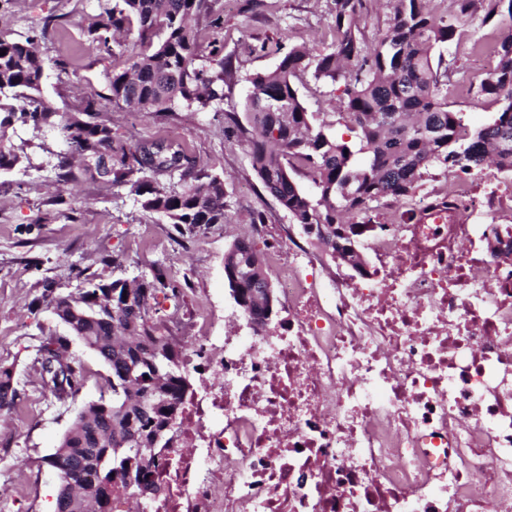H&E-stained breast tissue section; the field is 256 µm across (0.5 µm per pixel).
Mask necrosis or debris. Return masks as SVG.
Returning <instances> with one entry per match:
<instances>
[{
	"mask_svg": "<svg viewBox=\"0 0 512 512\" xmlns=\"http://www.w3.org/2000/svg\"><path fill=\"white\" fill-rule=\"evenodd\" d=\"M383 209L363 269L275 249L287 320L185 356L153 512H512V170Z\"/></svg>",
	"mask_w": 512,
	"mask_h": 512,
	"instance_id": "1",
	"label": "necrosis or debris"
}]
</instances>
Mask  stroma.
<instances>
[{"label":"stroma","mask_w":512,"mask_h":512,"mask_svg":"<svg viewBox=\"0 0 512 512\" xmlns=\"http://www.w3.org/2000/svg\"><path fill=\"white\" fill-rule=\"evenodd\" d=\"M99 0H0V37L38 36L45 62L42 94L57 112L93 107L124 143L162 141L184 153L190 174L205 172L224 182L223 223L187 232L142 208L128 186L62 170L59 131L32 135L17 129L28 163L0 176V364L14 366L20 397L15 410L0 415V512H55L58 474L45 461L78 411L99 397H111L105 365L78 340L69 352L84 382L75 397L52 400L45 387L37 346L64 334L48 307L32 301L45 286L68 293L90 280H138L162 272L165 290L155 316L166 335L205 336L224 342V317L240 314L224 276V254L234 239L254 242L269 253L275 236L298 232L288 213L264 190L253 170L243 129L249 79L276 69L280 52L295 44L313 54L333 42V0H212L210 12L194 22L201 50L198 67L207 76L224 73L222 97L200 109L183 103L158 114L130 112L113 104L104 82L108 68L123 69L141 45L129 38L120 57L89 51L86 29L96 20ZM496 24L459 28L441 46L456 59L450 76V111L462 113L468 128L491 122L499 110L476 96L481 79L469 58L500 36ZM310 112L341 107L342 83H297Z\"/></svg>","instance_id":"stroma-1"}]
</instances>
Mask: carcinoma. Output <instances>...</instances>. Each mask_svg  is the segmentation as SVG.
<instances>
[{
    "label": "carcinoma",
    "mask_w": 512,
    "mask_h": 512,
    "mask_svg": "<svg viewBox=\"0 0 512 512\" xmlns=\"http://www.w3.org/2000/svg\"><path fill=\"white\" fill-rule=\"evenodd\" d=\"M392 2L388 29L370 45L359 27L364 0H333V50L313 56L305 46H293L274 71L250 79L245 102L252 167L264 189L319 249L342 263L348 253L336 254V229L353 228L374 201L412 196L429 167L439 163L456 173L490 159L512 169V0H453L449 15L429 12L427 0ZM209 9L210 0H106L101 19L86 30L89 45L113 57L122 50L117 35L134 30L143 44L127 68L105 73L112 103L151 114L168 112L179 101L205 108L217 98L209 84L223 75L212 79L194 67L199 46L191 21ZM476 19L507 26L494 49V71L476 87V94L501 108L488 125L470 131L459 113L448 110L450 64L434 51ZM1 51L0 174L28 159L11 141L16 128L41 131L57 125L68 147L59 164L79 158L85 173L130 186L142 208L190 231L224 223L223 180L197 174L179 191L160 185L151 174L178 172L185 179L179 153L167 155L157 143L124 144L89 107L56 120L58 113L41 96L45 65L33 39L0 37ZM308 72L317 82L345 78L337 124L350 140L303 106L295 79ZM300 170L315 193L298 184ZM224 274L240 305L263 316L265 291L272 284L252 242L231 244ZM161 285L158 272L133 285L115 279L90 281L75 293L43 289L40 302L53 307L69 335L40 345L38 354L61 358L73 336L112 374V399L85 405L47 457L61 480L57 512H112L113 496L154 484L134 448L168 447L167 428L175 425L190 389L181 346L151 316L150 301ZM82 385L81 367L71 360L61 382L53 380L47 389L61 399L75 396ZM18 398L14 368L0 365V413H10Z\"/></svg>",
    "instance_id": "carcinoma-1"
}]
</instances>
